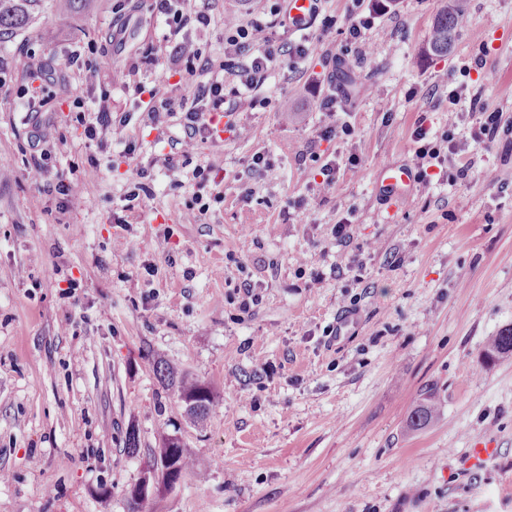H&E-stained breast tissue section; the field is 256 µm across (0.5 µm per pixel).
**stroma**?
Instances as JSON below:
<instances>
[{
	"label": "stroma",
	"mask_w": 512,
	"mask_h": 512,
	"mask_svg": "<svg viewBox=\"0 0 512 512\" xmlns=\"http://www.w3.org/2000/svg\"><path fill=\"white\" fill-rule=\"evenodd\" d=\"M443 3L323 0L309 58L280 59L252 99L225 76L235 112L223 142L179 156L175 172L164 158L182 135L176 119L153 120L135 86L80 82L82 62L117 71L150 41L163 52L135 85L191 92L152 0H91L69 14L46 0L0 44V512H128L167 436L191 465L155 512H512V355L484 358L488 336L512 327V131L470 143L469 102L448 98L465 86L512 122V0H459L466 25L448 55L428 56ZM206 8L210 24L187 35L219 63L225 14L249 19L269 4ZM352 12L369 18L374 54L348 64L376 92H337L353 133L326 138L320 102L334 85L322 54L346 46ZM482 49L487 65L472 69ZM22 54L32 75L14 68ZM102 106L128 116L136 162L111 130L86 138ZM421 126L453 129L472 168L416 184L388 211L381 171L414 165ZM43 151L49 172L36 180ZM257 154L268 167L253 166ZM305 158L335 161L331 191L310 183ZM139 165L153 193L129 211ZM198 165L224 193L203 215ZM71 180L79 193L62 199L54 186ZM246 283L258 300L244 310ZM161 361L214 392L203 421L161 383ZM430 397L436 418L411 430ZM479 442L498 454L473 468Z\"/></svg>",
	"instance_id": "35a3bbf8"
}]
</instances>
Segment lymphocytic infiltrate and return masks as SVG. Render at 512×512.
<instances>
[{"label": "lymphocytic infiltrate", "instance_id": "lymphocytic-infiltrate-1", "mask_svg": "<svg viewBox=\"0 0 512 512\" xmlns=\"http://www.w3.org/2000/svg\"><path fill=\"white\" fill-rule=\"evenodd\" d=\"M152 10L164 18L177 59L184 61L186 72L195 76L197 82L191 96L178 99L172 97L169 85L155 84L149 91L147 110L156 119L164 114L180 115L181 145L185 148L196 149L210 142L212 116L224 109L223 74L238 77L244 92L250 94L263 87L279 57L300 59L310 52L309 46L302 43L278 45L272 40L273 29L286 27L288 23V16L281 8L271 9L267 19L254 18L248 22L228 14L224 17V60L216 68L184 34L190 24L209 25L208 13L191 8L187 0H153ZM415 139L418 179L425 184L431 181L430 168L445 165L465 149L464 143L450 131L433 136L422 127Z\"/></svg>", "mask_w": 512, "mask_h": 512}]
</instances>
